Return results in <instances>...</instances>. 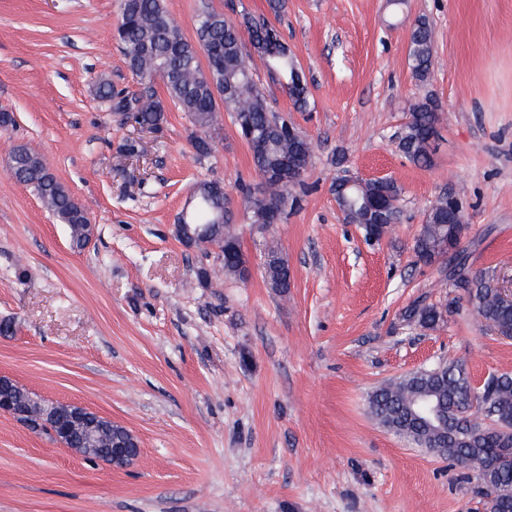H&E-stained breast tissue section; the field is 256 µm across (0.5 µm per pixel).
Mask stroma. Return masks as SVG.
Here are the masks:
<instances>
[{
	"instance_id": "obj_1",
	"label": "stroma",
	"mask_w": 512,
	"mask_h": 512,
	"mask_svg": "<svg viewBox=\"0 0 512 512\" xmlns=\"http://www.w3.org/2000/svg\"><path fill=\"white\" fill-rule=\"evenodd\" d=\"M164 5L191 41L207 7L278 29L307 107L258 56L247 63L311 143L304 189L280 223H252L242 189L261 177L231 113L205 133L168 100L149 131L97 96L103 80L138 89L113 36L121 0H0V112L15 117L0 132V320L16 327L0 336V375L111 419L141 448L129 466L95 464L0 415V512H478L475 483L380 426L368 398L441 362L476 384L512 373V339L476 319L449 277L455 256L426 264L413 251L452 193L467 224L456 256L512 286V0H285L277 16L267 0ZM423 17L436 65L421 82L409 34ZM426 94L440 124L421 166L397 135ZM128 138L137 155L122 153ZM19 145L89 211L85 248L12 177ZM346 170L398 186L400 219L381 239L337 205ZM201 181L224 187L249 279L216 274L215 251L176 233ZM270 245L290 269L284 295L264 275ZM416 304L442 322L410 323ZM408 318L411 322L421 329H435L442 320V311L436 306H415L408 312Z\"/></svg>"
}]
</instances>
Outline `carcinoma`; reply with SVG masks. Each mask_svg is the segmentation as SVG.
<instances>
[{
	"mask_svg": "<svg viewBox=\"0 0 512 512\" xmlns=\"http://www.w3.org/2000/svg\"><path fill=\"white\" fill-rule=\"evenodd\" d=\"M119 41L130 70L139 77V89L132 93L116 91L102 81L99 97L108 100L116 112H127L135 122L153 129L164 119V105L155 84H163L168 97L186 112L192 123L203 131L217 121L218 104L245 121L253 135L244 137L257 171L264 176L261 195L251 191L249 208L254 224L267 223L273 207L283 208L288 196L303 183V177L269 176L268 169L288 156L297 155L307 165L309 148L281 135L278 126L286 120L268 109L264 95L252 79L242 49L249 37L260 51L272 76L288 89L295 106L308 102L295 55L284 44L278 30L266 24L238 26L216 11H206L199 20L197 43L186 39L180 26L168 13L163 0H122L118 23ZM433 29L425 18L418 20L410 35L409 58L413 75L426 81L433 68ZM207 59L202 66L201 58ZM440 116L435 100L426 95L409 106L408 120L398 141L399 150L412 161L428 165L432 153L427 150L430 136L438 134ZM14 177L31 187L46 207L69 230L71 245L83 248L89 240V213L73 198L51 172L46 159L26 146L15 147L8 157ZM338 204L357 224L371 220L366 202L383 197L388 213L399 210L400 191L393 182L367 181L357 187L334 185ZM197 197L191 220L207 224L216 210H227L224 193L212 182L194 187ZM466 230L464 218L448 220V194H441L429 211L414 244L420 261L430 264L458 247ZM226 243L224 271L240 275V256L231 220L214 224L208 243ZM265 277L280 294L291 287L288 263L271 247L265 255ZM457 287L467 292V302L476 316L503 333H512V305L499 298L494 278L483 272L471 274L458 263L454 269ZM408 318L416 326L431 330L442 320V311L433 305L415 306ZM429 396L439 406L440 423L431 424L418 415L415 401ZM368 410L382 427L403 435L417 446L453 460L462 468L461 479L476 478L482 485L487 512H512V374H491L482 385L471 383L460 364L439 363L379 385L368 398ZM103 424L112 430V445L136 447L137 438L125 427L110 420Z\"/></svg>",
	"mask_w": 512,
	"mask_h": 512,
	"instance_id": "obj_1",
	"label": "carcinoma"
}]
</instances>
